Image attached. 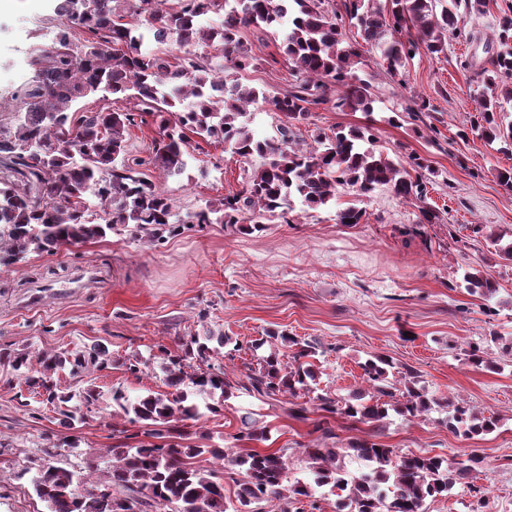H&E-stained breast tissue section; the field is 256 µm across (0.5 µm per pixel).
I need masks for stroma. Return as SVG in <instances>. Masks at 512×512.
I'll use <instances>...</instances> for the list:
<instances>
[{"label":"stroma","instance_id":"stroma-1","mask_svg":"<svg viewBox=\"0 0 512 512\" xmlns=\"http://www.w3.org/2000/svg\"><path fill=\"white\" fill-rule=\"evenodd\" d=\"M54 8L55 0H11L0 10V100L10 101L32 79L37 49L56 33ZM510 8L512 0H488L483 16L466 20L464 34L449 36L445 53L419 49L396 76L362 46L356 27L343 26L345 42L360 48L356 70L370 87L373 110L321 106L302 136L311 143L337 126L366 127L394 161L427 158L433 172L424 202L384 186L368 197L345 191L336 207L290 223L271 219L260 230L197 224L150 245L112 233L52 256L1 264L0 349L76 352L99 343L116 358L139 356V374L115 365L89 376L103 394L120 388L132 396L164 391L160 348L176 350L183 336L205 326L232 339L213 358L232 382L256 366L252 345L270 330L316 343L310 362L319 387L342 398L362 385L363 364L382 356L394 365L390 383L412 370L429 394L496 417L495 430L468 440L451 432L441 413L411 421L392 413L381 433L361 424L339 429L340 439L376 438L408 455L475 451L483 463L471 480L427 500L426 512H512V354L505 351L512 343V261L487 238L495 232L512 240V191L498 179L512 168V150L474 132L481 81L463 66L484 58L485 39ZM241 39L254 62L239 71L240 82L271 94L287 89L293 78L269 35L252 27ZM190 153L186 176L162 183L182 213L241 191L260 164L197 137ZM348 206L364 210L361 223H337V208ZM424 206L436 212L434 223L420 222ZM84 269L98 272L99 284L68 289ZM475 271L492 277L493 298L467 290L463 276ZM475 346L495 369L468 362ZM245 416L267 430L252 449H286L290 478L304 477L302 446L313 424L289 418L268 399L234 392L219 413L185 428L190 442L204 431L213 444L238 451L234 435ZM137 431L120 418L105 426L95 415L66 429L56 410L0 364V512H48L21 473L45 452L85 473L108 466V448Z\"/></svg>","mask_w":512,"mask_h":512}]
</instances>
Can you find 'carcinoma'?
Instances as JSON below:
<instances>
[{
    "label": "carcinoma",
    "instance_id": "1",
    "mask_svg": "<svg viewBox=\"0 0 512 512\" xmlns=\"http://www.w3.org/2000/svg\"><path fill=\"white\" fill-rule=\"evenodd\" d=\"M148 0H64L56 15L66 20L52 46L34 60L35 75L12 96L20 117L0 113V260L16 262L30 253L55 254L79 248L107 234L123 232L133 241L153 242L174 235L186 224H243L259 228L264 220L288 219L296 205L319 209L336 203L341 189L361 197L387 186L405 200L424 201L427 195L425 159L412 157L410 166L397 164L373 145L367 128L336 127L317 136L315 145L300 147L301 125L313 108L333 103L340 110L369 112V85L355 74L360 54L344 44L343 19L354 22L363 42L380 53L387 70L396 74L422 45L435 55L447 50L448 32H457L465 18L485 13L487 0H392L390 16L370 6L371 0H345V14L324 8V0H177L173 7L147 11ZM215 14L219 22L201 23ZM261 28L279 42L294 82L290 88L266 95L230 79L228 70H241L253 61L240 33ZM414 31L402 41L393 34ZM491 55L479 64L483 88L477 98L487 139L512 141V126L498 124L499 97L512 98V16L499 20ZM179 52L176 57L162 47ZM123 96L136 111L158 123L159 137L149 159L127 157L125 132L135 124L134 113L110 108L88 111L78 106L100 89ZM269 101L280 120L275 134L261 138L251 128L248 109ZM220 142L234 155L257 156L260 165L243 191L229 194L205 208L180 216L170 196L145 177L152 167L165 178L179 177L188 167L189 134ZM365 211L355 206L336 211L339 224H359ZM467 288L484 297L496 288L488 276L468 274ZM270 339L298 347L286 360L262 357L238 387L250 394L286 404L289 417L307 420L308 407L300 392L314 391L316 374L303 361L314 345L285 333L270 331ZM223 332L204 328L182 339L174 352L161 350L164 392L135 397L112 391V416L141 425L144 439L137 445L120 443L109 449L112 465L96 477L80 473L46 452L31 482L49 512H159L168 504L177 512H258L260 502L288 505L318 500L340 491L344 512H424L426 500L448 495L454 484L472 477L481 463L469 454L445 459L429 455H400L396 449L371 441H350L304 447L309 481L288 480L287 453L234 452L228 448L182 446L165 442L186 435L183 422L197 421L219 411L231 395L224 366L210 363L227 345ZM24 384L45 397L67 429L99 409L100 391L88 386L78 393L61 389L56 376L102 371L112 365L106 347L96 343L78 352L43 350L33 367L27 352H0ZM393 363L370 359L363 366L367 388L349 398L316 395L323 417L337 415L377 431L393 409L409 419L426 416L433 406L446 413L448 429L467 439L494 430L496 419L479 417L460 401L440 403L404 383L401 399L386 384ZM388 401L382 402L380 398ZM236 441L266 439L263 430L243 424ZM366 463L367 471L351 473L345 458ZM206 458L218 469L198 465ZM233 472L236 504L224 497V476Z\"/></svg>",
    "mask_w": 512,
    "mask_h": 512
}]
</instances>
